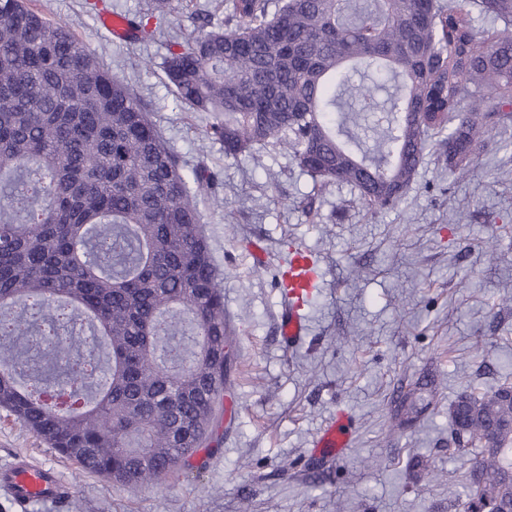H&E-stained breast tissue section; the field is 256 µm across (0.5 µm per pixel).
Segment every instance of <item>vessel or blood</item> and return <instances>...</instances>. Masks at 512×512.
Segmentation results:
<instances>
[{"label":"vessel or blood","instance_id":"obj_1","mask_svg":"<svg viewBox=\"0 0 512 512\" xmlns=\"http://www.w3.org/2000/svg\"><path fill=\"white\" fill-rule=\"evenodd\" d=\"M321 285L320 267L312 252L299 244L290 245L288 260L277 280L282 293L279 332L285 346L293 348L304 341L308 331L305 307ZM354 434L352 416L337 412L314 438L313 451L327 457L342 455L351 448ZM0 490L22 508L33 500H59L67 493L55 467H37L20 456L0 469Z\"/></svg>","mask_w":512,"mask_h":512}]
</instances>
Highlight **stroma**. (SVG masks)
<instances>
[{"instance_id":"stroma-1","label":"stroma","mask_w":512,"mask_h":512,"mask_svg":"<svg viewBox=\"0 0 512 512\" xmlns=\"http://www.w3.org/2000/svg\"><path fill=\"white\" fill-rule=\"evenodd\" d=\"M144 0H30L65 25L112 77L134 86L184 173H218L215 195L197 199L204 234L224 289L225 318L242 364L228 390L221 453L204 470L167 478L160 489L118 487L74 464L0 410V465L15 455L57 468L76 488L63 504L27 512H449L448 492L468 464L448 455V406L471 387L512 376V146L490 132L466 177L427 154L403 201L370 214L346 185L316 191L287 153L225 156L209 133L212 118L176 104L164 73L169 44L119 40L99 14H135ZM466 214V223L455 221ZM501 254L486 263L481 246ZM259 243L258 266L248 250ZM298 242L320 259L323 286L307 307L309 333L294 349L278 333L275 272ZM489 344L478 348V337ZM447 386L436 405L394 431L401 396L431 371ZM346 408L355 418L352 448L335 459L311 456L323 425ZM381 458L375 470L365 457ZM444 469L446 484L416 478L415 462Z\"/></svg>"}]
</instances>
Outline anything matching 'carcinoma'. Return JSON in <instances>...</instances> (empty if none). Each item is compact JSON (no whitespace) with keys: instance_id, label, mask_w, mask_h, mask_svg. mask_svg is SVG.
Instances as JSON below:
<instances>
[{"instance_id":"cac0c4a2","label":"carcinoma","mask_w":512,"mask_h":512,"mask_svg":"<svg viewBox=\"0 0 512 512\" xmlns=\"http://www.w3.org/2000/svg\"><path fill=\"white\" fill-rule=\"evenodd\" d=\"M171 6L128 24L152 38ZM192 23L165 74L224 154L285 150L369 210L398 204L430 151L463 176L490 131L512 144V0H232L224 23ZM218 182L182 172L69 29L0 0V409L115 485L160 488L216 426L238 359L197 208ZM439 386L418 380L390 428ZM511 391L448 407L451 456L470 461L458 512H512Z\"/></svg>"}]
</instances>
